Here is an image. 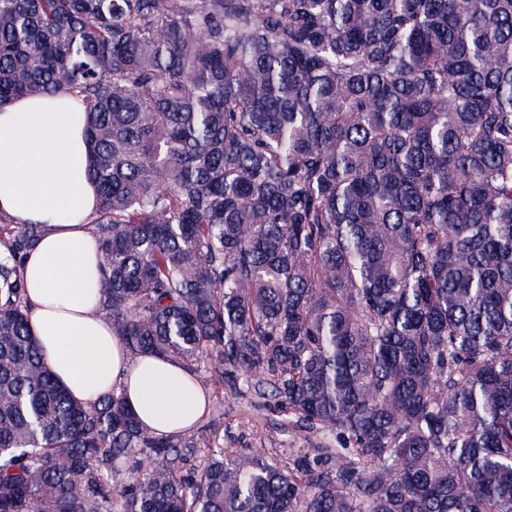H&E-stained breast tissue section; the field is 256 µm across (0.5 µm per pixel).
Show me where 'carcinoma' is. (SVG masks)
<instances>
[{
    "instance_id": "1",
    "label": "carcinoma",
    "mask_w": 512,
    "mask_h": 512,
    "mask_svg": "<svg viewBox=\"0 0 512 512\" xmlns=\"http://www.w3.org/2000/svg\"><path fill=\"white\" fill-rule=\"evenodd\" d=\"M59 89L113 334L319 443L285 469L74 399L22 224L0 512H512V0H0V106Z\"/></svg>"
}]
</instances>
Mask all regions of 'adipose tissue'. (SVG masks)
Listing matches in <instances>:
<instances>
[{"label":"adipose tissue","mask_w":512,"mask_h":512,"mask_svg":"<svg viewBox=\"0 0 512 512\" xmlns=\"http://www.w3.org/2000/svg\"><path fill=\"white\" fill-rule=\"evenodd\" d=\"M95 203L81 101L59 91L0 107V212L42 227L23 274L31 329L53 374L77 400L114 391L156 433L180 434L206 415L208 398L179 364L130 357L100 315Z\"/></svg>","instance_id":"1"}]
</instances>
